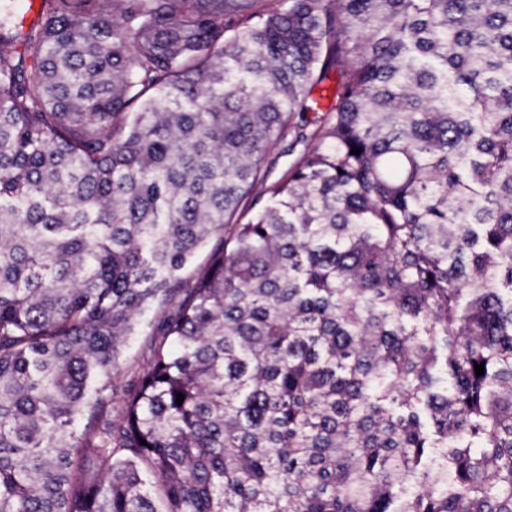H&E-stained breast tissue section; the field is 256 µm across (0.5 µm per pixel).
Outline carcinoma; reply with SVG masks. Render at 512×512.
<instances>
[{
  "mask_svg": "<svg viewBox=\"0 0 512 512\" xmlns=\"http://www.w3.org/2000/svg\"><path fill=\"white\" fill-rule=\"evenodd\" d=\"M3 27L0 512H512V0ZM166 307L165 303H156L139 319V325L134 335L129 336L122 347L123 372L120 383L132 384L136 380V372L143 362L145 355L146 338L154 330L160 312Z\"/></svg>",
  "mask_w": 512,
  "mask_h": 512,
  "instance_id": "obj_1",
  "label": "carcinoma"
}]
</instances>
